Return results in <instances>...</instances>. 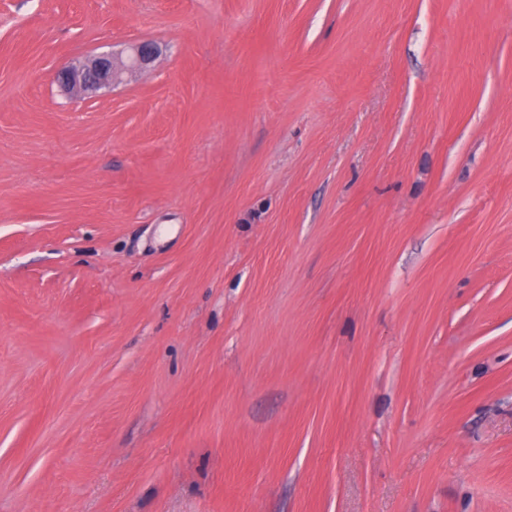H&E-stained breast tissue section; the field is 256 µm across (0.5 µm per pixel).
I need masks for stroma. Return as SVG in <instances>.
<instances>
[{"label": "stroma", "mask_w": 512, "mask_h": 512, "mask_svg": "<svg viewBox=\"0 0 512 512\" xmlns=\"http://www.w3.org/2000/svg\"><path fill=\"white\" fill-rule=\"evenodd\" d=\"M0 512H512V0H0ZM133 54L127 64L117 65L107 53L88 59L79 67H67L57 75L59 84L67 90H77L93 98L123 80L125 73H132L148 65L158 53V46L150 41L133 45Z\"/></svg>", "instance_id": "obj_1"}]
</instances>
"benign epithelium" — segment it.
I'll use <instances>...</instances> for the list:
<instances>
[{"mask_svg":"<svg viewBox=\"0 0 512 512\" xmlns=\"http://www.w3.org/2000/svg\"><path fill=\"white\" fill-rule=\"evenodd\" d=\"M158 53V46L150 41L133 45L128 63L117 65L107 53L88 59L79 67H67L57 75L59 84L67 90H77L93 98L123 80V75L148 65Z\"/></svg>","mask_w":512,"mask_h":512,"instance_id":"benign-epithelium-1","label":"benign epithelium"}]
</instances>
